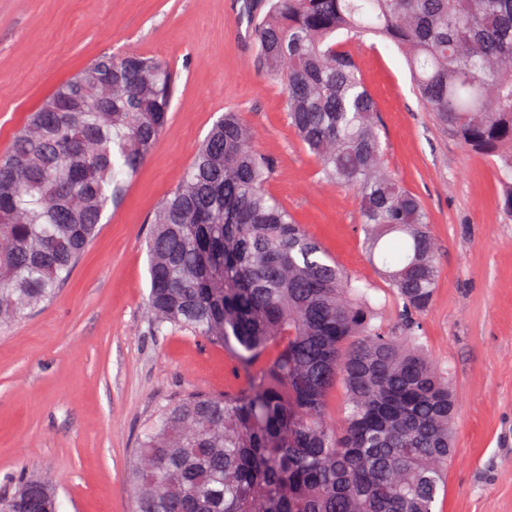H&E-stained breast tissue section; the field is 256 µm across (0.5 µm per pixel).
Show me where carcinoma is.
Instances as JSON below:
<instances>
[{"mask_svg": "<svg viewBox=\"0 0 512 512\" xmlns=\"http://www.w3.org/2000/svg\"><path fill=\"white\" fill-rule=\"evenodd\" d=\"M264 73L325 179L357 192L370 256L397 300L382 322L265 185L273 164L235 112L216 122L151 219L153 330L219 345L245 381L190 392L144 426L132 512H435L456 399L420 318L438 248L421 201L381 164L377 105L340 37L405 57L424 107L461 145L496 158L512 216V0H249ZM106 76L97 95L90 72ZM176 76L140 55L101 56L59 84L0 157V326L52 300L136 177L168 120ZM343 395V425L326 418ZM47 494L48 478L0 497Z\"/></svg>", "mask_w": 512, "mask_h": 512, "instance_id": "carcinoma-1", "label": "carcinoma"}]
</instances>
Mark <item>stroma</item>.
<instances>
[{
  "label": "stroma",
  "instance_id": "stroma-1",
  "mask_svg": "<svg viewBox=\"0 0 512 512\" xmlns=\"http://www.w3.org/2000/svg\"><path fill=\"white\" fill-rule=\"evenodd\" d=\"M245 0H0V155L63 81L102 55L140 53L177 76L168 123L56 298L0 331V491L25 472L57 486L60 512H129L127 471L145 423L192 390L244 381L223 348L154 335L145 240L224 112H240L275 163L267 185L336 262L388 304L365 252L353 190L323 183L279 84L258 62ZM374 97L388 169L422 201L440 249L421 320L458 415L438 512H512V218L491 158L464 148L419 101L404 57L348 44Z\"/></svg>",
  "mask_w": 512,
  "mask_h": 512
}]
</instances>
